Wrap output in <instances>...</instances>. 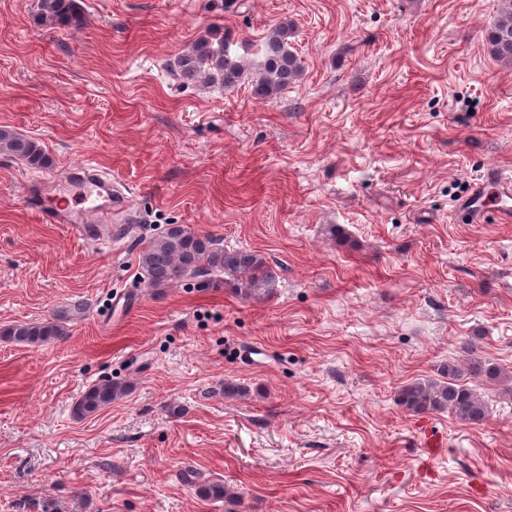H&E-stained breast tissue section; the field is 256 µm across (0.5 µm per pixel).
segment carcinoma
I'll list each match as a JSON object with an SVG mask.
<instances>
[{
    "instance_id": "obj_1",
    "label": "carcinoma",
    "mask_w": 512,
    "mask_h": 512,
    "mask_svg": "<svg viewBox=\"0 0 512 512\" xmlns=\"http://www.w3.org/2000/svg\"><path fill=\"white\" fill-rule=\"evenodd\" d=\"M37 23L78 30L84 15L77 0H39ZM295 32L288 22L270 30L260 45V62L255 71L249 63L230 51V38L208 33L180 52L172 69L183 82H219L234 88L250 80L254 93L263 99H277L300 81L304 62L294 50ZM485 44L499 62L512 64V0H501L494 23L487 29ZM0 153L25 160L34 167L44 165L46 155L38 142L0 129ZM139 265L152 288L171 283L193 282L198 278L211 285L222 284L243 298L273 292L278 274L265 258L253 251L226 250L220 240L200 234L185 224H171L150 240L139 253ZM67 313L56 314L41 322L14 325L0 332L6 339L26 345H40L66 335ZM488 378L499 375L497 368L483 363L469 367L450 364L440 378L418 379L398 392L399 405L415 413H451L462 422L477 424L488 414V405L474 388L462 382L471 369ZM127 390V385L103 379L91 385L73 404L72 412L84 418L112 404ZM201 497L222 501L228 495L222 483H204L198 488Z\"/></svg>"
}]
</instances>
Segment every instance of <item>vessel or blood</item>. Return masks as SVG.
Masks as SVG:
<instances>
[{
    "mask_svg": "<svg viewBox=\"0 0 512 512\" xmlns=\"http://www.w3.org/2000/svg\"><path fill=\"white\" fill-rule=\"evenodd\" d=\"M80 190L86 202L96 205L100 215H108L112 208L125 205L121 193L112 192L97 174L84 172ZM27 207L46 224H68L81 229L84 222L82 211H75L64 201L45 204L41 194L35 190L26 193ZM457 209L469 222L480 223L486 217H494L498 223H512V177L499 169L484 172L470 194L460 200Z\"/></svg>",
    "mask_w": 512,
    "mask_h": 512,
    "instance_id": "obj_1",
    "label": "vessel or blood"
}]
</instances>
